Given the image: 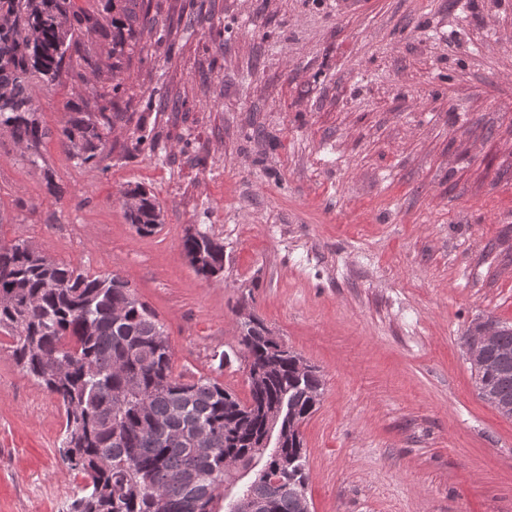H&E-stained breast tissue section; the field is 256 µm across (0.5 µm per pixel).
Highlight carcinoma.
Segmentation results:
<instances>
[{"mask_svg":"<svg viewBox=\"0 0 512 512\" xmlns=\"http://www.w3.org/2000/svg\"><path fill=\"white\" fill-rule=\"evenodd\" d=\"M106 0L112 69L121 68L137 29L154 25ZM100 27L74 0H0V129L30 151L50 135L37 118L35 85H50L67 67L89 62L81 36ZM114 115L106 105L78 108L60 142L79 163L105 151ZM126 219L139 235L163 224L155 197L136 186L123 194ZM180 251L194 272L224 271V242L197 230ZM0 329L12 336L15 364L63 410L58 451L82 476L68 512H214L238 467L263 462L224 512L260 501L271 512H302L308 476L301 426L319 403L323 382L263 322H238L239 345L257 375L243 401L218 379L174 376L168 336L157 315L117 273H91L54 260L26 240L0 241ZM478 390L512 401V326L497 324ZM288 395V417L276 414Z\"/></svg>","mask_w":512,"mask_h":512,"instance_id":"cac0c4a2","label":"carcinoma"}]
</instances>
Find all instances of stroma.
Masks as SVG:
<instances>
[{"instance_id":"1","label":"stroma","mask_w":512,"mask_h":512,"mask_svg":"<svg viewBox=\"0 0 512 512\" xmlns=\"http://www.w3.org/2000/svg\"><path fill=\"white\" fill-rule=\"evenodd\" d=\"M121 72L36 88L31 167L0 130V241L114 272L155 311L174 375L240 399L235 308L324 383L301 431L313 512H512V419L478 393L461 336L512 323V0H150ZM120 112L97 161L57 137L73 107ZM164 223L137 235L123 192ZM224 242L206 280L184 235ZM0 335V512H67L63 412ZM223 362H216V355ZM128 197L134 199L132 204L129 203ZM123 198L126 219L133 225L138 235L154 234L159 226L163 224L160 204L144 188L135 186L127 189Z\"/></svg>"}]
</instances>
